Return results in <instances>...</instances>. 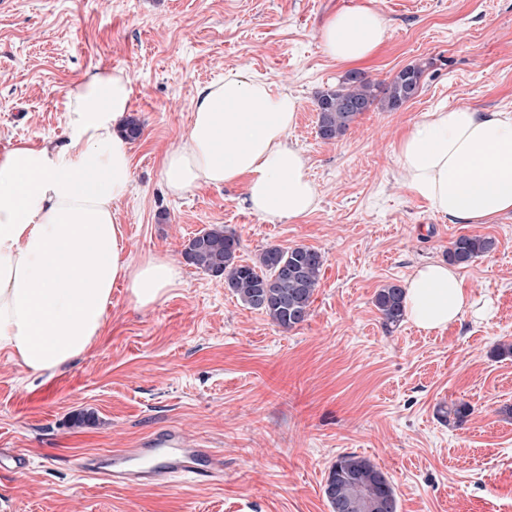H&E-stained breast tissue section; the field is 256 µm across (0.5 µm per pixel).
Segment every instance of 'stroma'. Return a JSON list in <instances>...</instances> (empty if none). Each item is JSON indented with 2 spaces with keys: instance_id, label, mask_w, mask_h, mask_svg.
Returning a JSON list of instances; mask_svg holds the SVG:
<instances>
[{
  "instance_id": "obj_1",
  "label": "stroma",
  "mask_w": 512,
  "mask_h": 512,
  "mask_svg": "<svg viewBox=\"0 0 512 512\" xmlns=\"http://www.w3.org/2000/svg\"><path fill=\"white\" fill-rule=\"evenodd\" d=\"M360 2L0 0V153L58 139L65 90L87 71H125L143 128L117 205L125 253L182 265L152 307L113 288L100 336L62 372L32 376L0 354V512H330L329 467L350 452L390 477L399 512H512V356L496 352L512 344V213L449 222L404 185L395 153L434 109L512 110V0H373L390 36L366 72L383 80L423 61V87L327 142L316 96L346 69L324 55L321 27ZM237 68L300 99L288 138L319 190L302 219L264 222L240 184L165 193L161 159L188 131L198 88ZM214 225L246 262L270 246L324 255L305 322L281 328L184 263L185 242ZM462 235L496 241L460 268L493 317L386 331L376 289L446 260ZM458 402L473 412L455 426L441 410ZM165 428L223 454V478L114 485L81 467Z\"/></svg>"
}]
</instances>
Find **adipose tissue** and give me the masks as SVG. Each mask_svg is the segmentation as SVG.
<instances>
[{"mask_svg": "<svg viewBox=\"0 0 512 512\" xmlns=\"http://www.w3.org/2000/svg\"><path fill=\"white\" fill-rule=\"evenodd\" d=\"M388 33L378 10L342 9L322 26L323 50L336 63L358 66ZM131 94L124 72L90 70L65 91L61 141L0 154V353L28 374L56 373L89 350L116 282L148 308L182 280L167 257L134 263L125 255L116 205L133 188L123 132ZM299 108L291 91L241 69L204 84L187 135L163 160L168 194L242 182L245 204L267 223L310 214L318 189L288 139ZM396 153L409 189L435 214L487 224L512 212V111L425 113ZM404 309L408 323L433 332L487 320L493 306L466 288L456 267L436 261L406 279Z\"/></svg>", "mask_w": 512, "mask_h": 512, "instance_id": "obj_1", "label": "adipose tissue"}]
</instances>
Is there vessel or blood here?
Instances as JSON below:
<instances>
[{
    "label": "vessel or blood",
    "instance_id": "obj_1",
    "mask_svg": "<svg viewBox=\"0 0 512 512\" xmlns=\"http://www.w3.org/2000/svg\"><path fill=\"white\" fill-rule=\"evenodd\" d=\"M85 469L115 484L162 485L179 477L204 484L223 475L224 458L172 429L141 445L94 456L87 460Z\"/></svg>",
    "mask_w": 512,
    "mask_h": 512
}]
</instances>
